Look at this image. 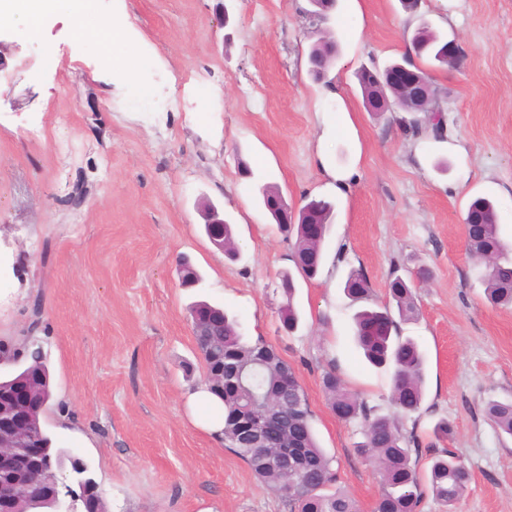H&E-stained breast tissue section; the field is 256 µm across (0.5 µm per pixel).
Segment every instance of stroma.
<instances>
[{
	"label": "stroma",
	"mask_w": 512,
	"mask_h": 512,
	"mask_svg": "<svg viewBox=\"0 0 512 512\" xmlns=\"http://www.w3.org/2000/svg\"><path fill=\"white\" fill-rule=\"evenodd\" d=\"M308 0H101L124 25L127 69L64 18L38 37L0 20V377L41 347L53 445L83 459L106 512H288L283 497L207 431L189 390L206 369L190 309L223 307L296 371L321 447L360 512H374L376 467L356 425L321 385L335 366L389 414L390 372L353 340L358 303L343 292L363 269L377 302L391 275L411 278L418 316L399 321L427 357L425 400L403 421L420 448L447 420L472 479L457 512H512V438L483 404L512 399V307L491 304L466 250L479 196L512 244V0H336L326 20ZM428 22L458 43L454 66L417 64L438 89L443 140L406 135L395 112L366 111L356 74L410 51ZM339 44L324 82L307 56L315 28ZM334 205L326 260L293 297L279 286L292 246L259 203ZM223 208L240 247L208 239L201 206ZM200 274L183 285L180 262ZM301 321L285 332L279 312Z\"/></svg>",
	"instance_id": "stroma-1"
}]
</instances>
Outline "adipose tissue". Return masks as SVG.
Segmentation results:
<instances>
[{
  "label": "adipose tissue",
  "instance_id": "adipose-tissue-1",
  "mask_svg": "<svg viewBox=\"0 0 512 512\" xmlns=\"http://www.w3.org/2000/svg\"><path fill=\"white\" fill-rule=\"evenodd\" d=\"M62 13L73 31L81 36H92L112 56L123 57L129 51L122 26H106L84 16L77 0H0V18L19 20L27 34L37 35L45 17Z\"/></svg>",
  "mask_w": 512,
  "mask_h": 512
}]
</instances>
